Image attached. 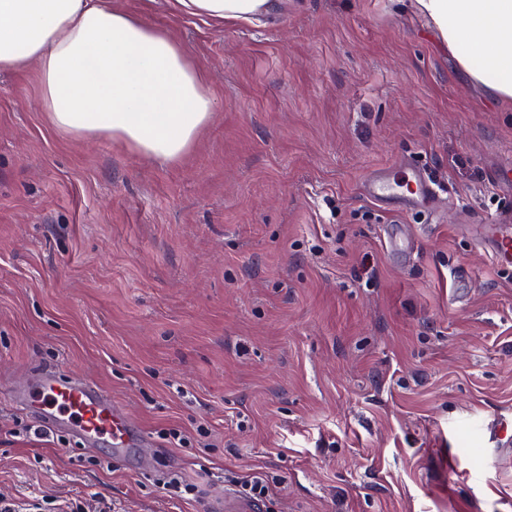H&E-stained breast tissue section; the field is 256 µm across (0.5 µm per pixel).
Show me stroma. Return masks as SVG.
<instances>
[{"label":"stroma","mask_w":512,"mask_h":512,"mask_svg":"<svg viewBox=\"0 0 512 512\" xmlns=\"http://www.w3.org/2000/svg\"><path fill=\"white\" fill-rule=\"evenodd\" d=\"M112 5L183 45L216 110L160 164L56 132L34 70L0 73V387L36 368L97 383L149 460L33 435L0 398V492L206 512L228 476L258 473V512H512V464L477 434L512 419V271L468 231L512 209L486 179L512 166V105L411 0H288L234 24ZM406 163L447 206L362 194ZM395 223L401 262L382 239ZM173 427L188 447L168 446ZM174 474L193 493L163 489Z\"/></svg>","instance_id":"obj_1"}]
</instances>
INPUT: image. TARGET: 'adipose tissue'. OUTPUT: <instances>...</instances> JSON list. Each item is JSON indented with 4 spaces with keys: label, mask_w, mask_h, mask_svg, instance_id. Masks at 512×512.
<instances>
[{
    "label": "adipose tissue",
    "mask_w": 512,
    "mask_h": 512,
    "mask_svg": "<svg viewBox=\"0 0 512 512\" xmlns=\"http://www.w3.org/2000/svg\"><path fill=\"white\" fill-rule=\"evenodd\" d=\"M177 13L251 22L284 0H172ZM475 86L512 102V0H414ZM35 67L42 109L74 138L102 134L160 163L181 159L216 98L169 34L110 0H0V72Z\"/></svg>",
    "instance_id": "obj_1"
}]
</instances>
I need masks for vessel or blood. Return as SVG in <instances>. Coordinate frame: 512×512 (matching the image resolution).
Returning a JSON list of instances; mask_svg holds the SVG:
<instances>
[{"instance_id":"obj_1","label":"vessel or blood","mask_w":512,"mask_h":512,"mask_svg":"<svg viewBox=\"0 0 512 512\" xmlns=\"http://www.w3.org/2000/svg\"><path fill=\"white\" fill-rule=\"evenodd\" d=\"M405 171L398 182L392 169L372 170L364 185L368 198L382 207L395 204L406 211L439 207L445 195L440 184L418 166H406ZM472 232L499 267H512V216H492L473 225ZM8 396L17 408L34 414L41 426L67 430L87 446L104 444L119 456L133 444L131 417L113 404L109 391L95 383L41 369L10 385ZM483 434L497 447L512 445V424L503 419L486 422Z\"/></svg>"}]
</instances>
